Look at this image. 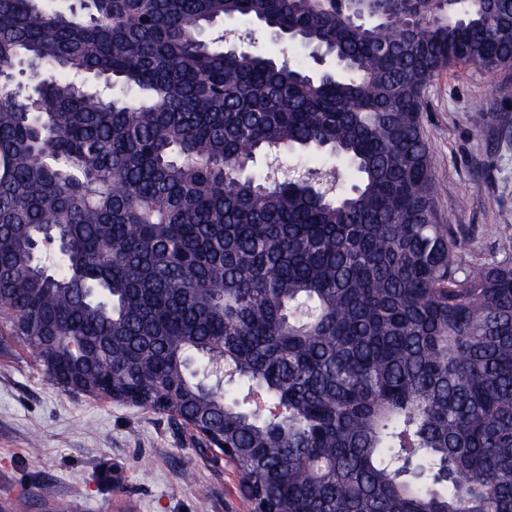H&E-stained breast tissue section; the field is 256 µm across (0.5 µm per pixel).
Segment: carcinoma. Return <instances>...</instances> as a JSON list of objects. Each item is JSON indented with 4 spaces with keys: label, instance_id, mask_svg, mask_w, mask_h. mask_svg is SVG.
Here are the masks:
<instances>
[{
    "label": "carcinoma",
    "instance_id": "1",
    "mask_svg": "<svg viewBox=\"0 0 512 512\" xmlns=\"http://www.w3.org/2000/svg\"><path fill=\"white\" fill-rule=\"evenodd\" d=\"M457 65L512 70V0H0V346L222 438L267 512H512V234L462 260L423 124Z\"/></svg>",
    "mask_w": 512,
    "mask_h": 512
}]
</instances>
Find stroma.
<instances>
[{
  "label": "stroma",
  "instance_id": "obj_1",
  "mask_svg": "<svg viewBox=\"0 0 512 512\" xmlns=\"http://www.w3.org/2000/svg\"><path fill=\"white\" fill-rule=\"evenodd\" d=\"M424 109L438 213L465 225V262L493 261L500 234L512 233V75L453 67L427 86ZM476 112L487 118L480 130ZM0 512L251 509L234 467L203 450L181 422L64 393L15 346L0 352Z\"/></svg>",
  "mask_w": 512,
  "mask_h": 512
}]
</instances>
